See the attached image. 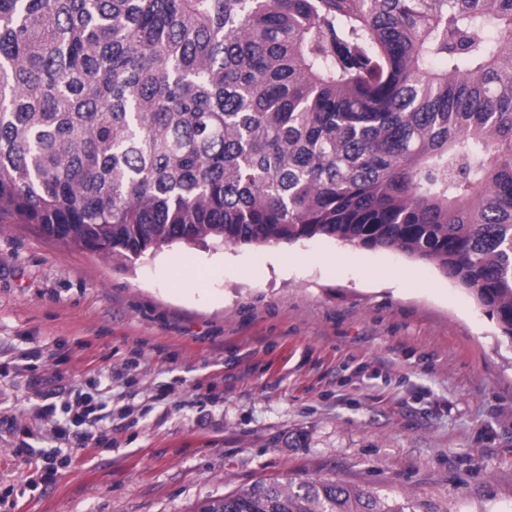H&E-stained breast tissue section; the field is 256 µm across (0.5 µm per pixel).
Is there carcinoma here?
<instances>
[{"label":"carcinoma","mask_w":512,"mask_h":512,"mask_svg":"<svg viewBox=\"0 0 512 512\" xmlns=\"http://www.w3.org/2000/svg\"><path fill=\"white\" fill-rule=\"evenodd\" d=\"M107 258L315 237L512 341V0H0V221ZM195 512H449L259 479Z\"/></svg>","instance_id":"1"}]
</instances>
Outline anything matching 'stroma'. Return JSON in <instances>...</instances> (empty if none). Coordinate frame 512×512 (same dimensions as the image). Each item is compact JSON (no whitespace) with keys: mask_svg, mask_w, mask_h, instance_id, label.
I'll return each mask as SVG.
<instances>
[{"mask_svg":"<svg viewBox=\"0 0 512 512\" xmlns=\"http://www.w3.org/2000/svg\"><path fill=\"white\" fill-rule=\"evenodd\" d=\"M94 391L107 446L46 447L14 371ZM512 512V341L437 265L316 237L122 264L0 223V512H193L262 477ZM16 454L18 456H25L26 458L36 457L42 462L40 467H36V477L42 482L53 479L57 473V469L50 466L49 463L51 450L33 448V446L25 443L23 446L16 448Z\"/></svg>","mask_w":512,"mask_h":512,"instance_id":"stroma-1","label":"stroma"}]
</instances>
